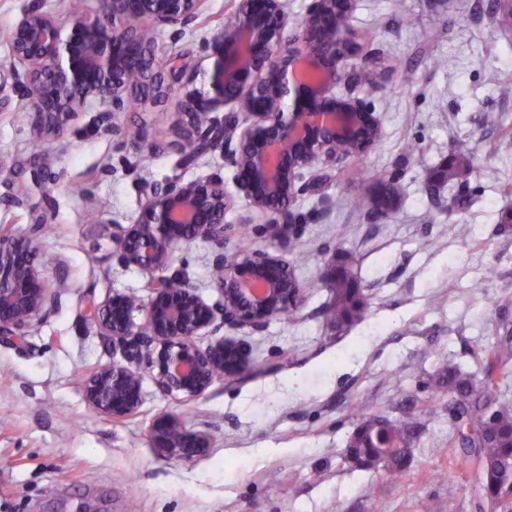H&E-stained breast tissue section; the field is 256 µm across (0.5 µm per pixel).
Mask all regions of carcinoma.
Wrapping results in <instances>:
<instances>
[{"mask_svg":"<svg viewBox=\"0 0 512 512\" xmlns=\"http://www.w3.org/2000/svg\"><path fill=\"white\" fill-rule=\"evenodd\" d=\"M472 157L460 145L452 154L448 169L441 179L450 182L458 175L471 171ZM334 300L326 308L328 319L338 325L361 318L364 303L357 280L345 267H336L333 282ZM512 358V348L490 351L482 369V378L448 364L441 370L436 385L448 395V413L454 418L458 443L464 452L476 460V481L479 495L473 504L474 512H512V400L498 395L495 371ZM373 415L364 417L349 442L347 453L361 451L372 444L370 422ZM387 426L385 442L390 454L385 459L386 470L395 475L408 464L412 426L405 421L383 419Z\"/></svg>","mask_w":512,"mask_h":512,"instance_id":"1","label":"carcinoma"}]
</instances>
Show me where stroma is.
<instances>
[{"instance_id": "1", "label": "stroma", "mask_w": 512, "mask_h": 512, "mask_svg": "<svg viewBox=\"0 0 512 512\" xmlns=\"http://www.w3.org/2000/svg\"><path fill=\"white\" fill-rule=\"evenodd\" d=\"M492 0H358L350 22L377 54L376 89L359 96L379 113L382 138L318 191L301 196L297 230L282 249L300 283L346 263L365 298L362 321L340 328L323 308L329 285L306 293L303 306L263 332L234 330L262 373L216 381L186 402L160 392L141 369L139 415L112 421L92 409L84 382L111 365L112 349L86 321L85 303L112 293L147 301L148 279L112 262L117 225L134 223L150 186L233 169L222 150L178 167L179 154L136 155L131 144L98 134L91 113L66 126L55 143L35 145L18 98L0 96V230L27 233L42 222L38 262L48 278L66 271L57 310L36 322L25 343L0 341V512H473L474 464L456 443L448 398L435 380L448 364L480 370L500 343L512 344V25ZM65 16L91 13L96 0H0V31L32 4ZM437 38L423 46V32ZM500 112L504 126L481 123ZM173 103L121 113L144 141L176 140ZM415 142L406 155V142ZM471 173L442 189L434 178L458 143ZM44 173L45 191L33 189ZM393 182L398 207L369 213L375 187ZM27 189L23 207L3 200ZM252 247L268 237L244 200L224 216ZM212 243L176 252L172 270L215 301ZM374 415L418 424L412 457L397 476L364 469L346 456L361 422ZM208 430V453L167 460L148 428L160 414Z\"/></svg>"}]
</instances>
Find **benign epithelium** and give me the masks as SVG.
<instances>
[{"instance_id": "7a95c632", "label": "benign epithelium", "mask_w": 512, "mask_h": 512, "mask_svg": "<svg viewBox=\"0 0 512 512\" xmlns=\"http://www.w3.org/2000/svg\"><path fill=\"white\" fill-rule=\"evenodd\" d=\"M96 2L94 14L74 13L63 21L32 6L12 28L0 94L9 89L20 96L39 139L93 104L97 131L119 138L124 129L115 118L131 100L162 104L178 85L183 93L175 106L192 127L184 164L221 144L235 169L238 195L267 218L265 233L283 245L298 197L367 155L382 136L380 116L362 98L335 92L336 85L355 78L347 61L370 60L356 33H338L333 23L338 12L351 18L356 0H311L306 24L288 38L292 18L285 0H238L235 15L200 42L207 63L201 89L193 87L197 71L166 57L150 34L166 31L179 40L198 19L202 0ZM226 109L231 115L219 117ZM397 199L395 188L381 190L373 213L385 214ZM231 203L221 177L177 179L152 187L138 220L118 226L112 262L138 268L151 294L146 303L115 293L100 306L87 305L99 336L122 357L87 378L84 395L93 409L114 421L136 415L144 401L140 364L153 372L160 391L180 393L186 401L203 396L217 379H243L255 368L251 348L221 332H261L300 304L303 288L279 251H222L232 233L224 223ZM40 230L36 223L20 237H0L2 342L23 341L34 322L55 308L64 286V277L54 286L39 268ZM197 239L221 248L213 260L220 299L212 304L185 277L165 275L176 250ZM139 312L141 323L135 321ZM199 336L215 340L202 346ZM149 438L168 459L211 448L207 431L175 414L157 416Z\"/></svg>"}]
</instances>
